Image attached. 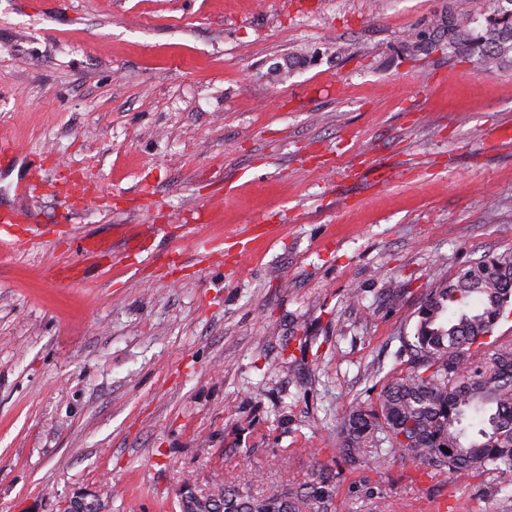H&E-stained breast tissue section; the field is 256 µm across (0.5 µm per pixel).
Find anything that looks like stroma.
<instances>
[{"mask_svg":"<svg viewBox=\"0 0 512 512\" xmlns=\"http://www.w3.org/2000/svg\"><path fill=\"white\" fill-rule=\"evenodd\" d=\"M445 3L0 0V137L22 154L0 204L36 241L0 249V512L83 492L180 512L186 484L260 497L322 471L331 512H512L511 471L331 452L405 368L435 280L512 249V61L399 51ZM196 211L223 263L186 235ZM86 237L111 258L69 249Z\"/></svg>","mask_w":512,"mask_h":512,"instance_id":"stroma-1","label":"stroma"}]
</instances>
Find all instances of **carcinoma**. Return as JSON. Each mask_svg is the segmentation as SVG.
I'll use <instances>...</instances> for the list:
<instances>
[{
	"label": "carcinoma",
	"instance_id": "carcinoma-1",
	"mask_svg": "<svg viewBox=\"0 0 512 512\" xmlns=\"http://www.w3.org/2000/svg\"><path fill=\"white\" fill-rule=\"evenodd\" d=\"M448 48L487 65L512 56V0H448L431 27L402 41L405 53L428 56ZM512 311V250L484 257L429 290L417 311L407 366L388 380L377 401L339 419L336 457L354 463L380 445L385 457L475 478L512 471V340L492 339ZM330 476L288 493L252 497L227 481L216 492L182 493V512H328Z\"/></svg>",
	"mask_w": 512,
	"mask_h": 512
}]
</instances>
